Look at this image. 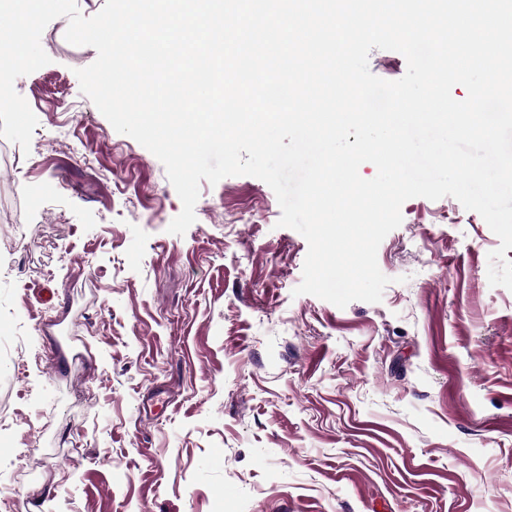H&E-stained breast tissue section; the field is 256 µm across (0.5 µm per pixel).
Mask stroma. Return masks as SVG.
I'll list each match as a JSON object with an SVG mask.
<instances>
[{
    "label": "stroma",
    "mask_w": 512,
    "mask_h": 512,
    "mask_svg": "<svg viewBox=\"0 0 512 512\" xmlns=\"http://www.w3.org/2000/svg\"><path fill=\"white\" fill-rule=\"evenodd\" d=\"M41 35L15 90L0 228V512H512V290L454 197L404 202L381 302L295 295L308 245L251 176L201 182L80 91L97 52ZM56 295L42 303L37 291Z\"/></svg>",
    "instance_id": "1"
}]
</instances>
